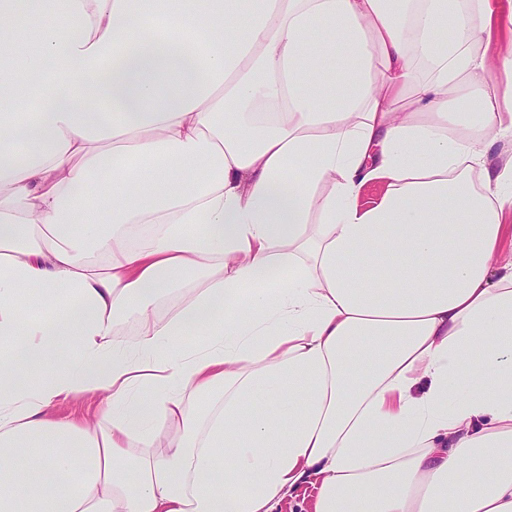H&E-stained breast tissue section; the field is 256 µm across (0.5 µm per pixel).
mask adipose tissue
Returning <instances> with one entry per match:
<instances>
[{
    "label": "adipose tissue",
    "instance_id": "obj_1",
    "mask_svg": "<svg viewBox=\"0 0 512 512\" xmlns=\"http://www.w3.org/2000/svg\"><path fill=\"white\" fill-rule=\"evenodd\" d=\"M502 15L0 0V512H512ZM312 486L304 484L298 490L293 492V496L287 497L277 511L280 512H308V504L311 500V494H314Z\"/></svg>",
    "mask_w": 512,
    "mask_h": 512
}]
</instances>
